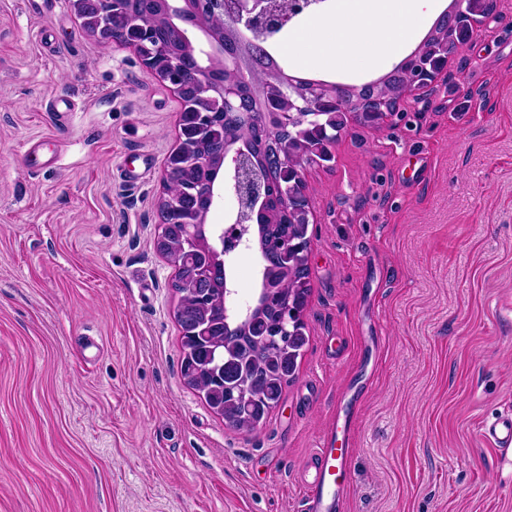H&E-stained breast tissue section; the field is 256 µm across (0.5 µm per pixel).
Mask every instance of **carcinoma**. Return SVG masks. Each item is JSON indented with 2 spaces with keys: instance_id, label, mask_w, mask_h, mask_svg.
<instances>
[{
  "instance_id": "cac0c4a2",
  "label": "carcinoma",
  "mask_w": 512,
  "mask_h": 512,
  "mask_svg": "<svg viewBox=\"0 0 512 512\" xmlns=\"http://www.w3.org/2000/svg\"><path fill=\"white\" fill-rule=\"evenodd\" d=\"M208 28L224 33V57L213 64L214 73L226 82L240 85L248 101L253 118L249 122L234 123L224 118V131L217 137L230 139L254 151L256 168L260 175L269 178L267 197L262 210L249 221V231H257L258 246L273 248L272 256L264 260L263 281L269 286L267 300L260 304L249 319L229 326L215 310L223 297L224 271L216 267L207 278L199 277L198 269L206 264L205 256L197 251H184L183 227L172 224L166 229L168 250L166 257L180 265L178 307L182 318L177 320L181 331L183 376H195L191 388L202 394L211 406H224V417L233 421L239 430L250 429V421H262L277 406L283 389L294 378L297 360L308 344L304 321L310 295V267L302 251L293 247L278 248L280 242L306 244L309 240L308 225L303 223L302 210L306 206L304 181H277L274 166L284 148L299 153L316 155L323 149L330 134L346 128V113L360 106L394 108L405 84V73L398 65L371 84L322 83L325 97L315 99V106L335 101L336 113L324 112L317 121L304 112L296 117L292 126L285 127L266 110V89L272 83L294 84L304 97L314 82L287 78L281 67H274L270 51L263 42L244 36V32L230 28L219 18L202 20ZM448 40L447 20L437 21L428 32L418 50L431 53ZM235 62L230 64L226 58ZM294 198L286 207L284 194ZM288 309V331L291 332L288 348L277 349L269 344L274 331L282 323L283 309ZM224 350L232 357H224V383L248 380L253 388L254 400L244 407L229 394H220L213 388V381L198 370L211 364L217 352Z\"/></svg>"
}]
</instances>
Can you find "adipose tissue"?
<instances>
[{
	"instance_id": "1",
	"label": "adipose tissue",
	"mask_w": 512,
	"mask_h": 512,
	"mask_svg": "<svg viewBox=\"0 0 512 512\" xmlns=\"http://www.w3.org/2000/svg\"><path fill=\"white\" fill-rule=\"evenodd\" d=\"M438 12V0H341L289 39L288 54L329 73L376 69L400 57Z\"/></svg>"
}]
</instances>
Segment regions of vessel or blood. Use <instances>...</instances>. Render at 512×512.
I'll list each match as a JSON object with an SVG mask.
<instances>
[{
  "instance_id": "obj_1",
  "label": "vessel or blood",
  "mask_w": 512,
  "mask_h": 512,
  "mask_svg": "<svg viewBox=\"0 0 512 512\" xmlns=\"http://www.w3.org/2000/svg\"><path fill=\"white\" fill-rule=\"evenodd\" d=\"M482 436L501 454L512 452V414L487 423ZM347 450L337 447L333 439H325L312 459L314 474L304 479L308 512H341L345 498L342 478L343 458Z\"/></svg>"
}]
</instances>
